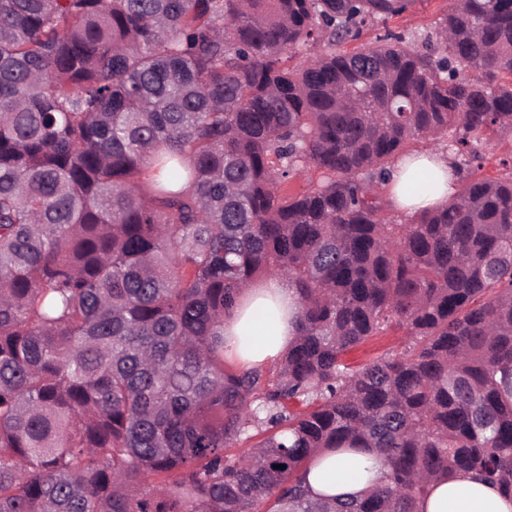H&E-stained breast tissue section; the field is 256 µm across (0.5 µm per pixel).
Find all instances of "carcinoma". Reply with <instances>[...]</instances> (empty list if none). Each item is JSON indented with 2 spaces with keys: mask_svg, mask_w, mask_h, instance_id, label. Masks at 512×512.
Listing matches in <instances>:
<instances>
[{
  "mask_svg": "<svg viewBox=\"0 0 512 512\" xmlns=\"http://www.w3.org/2000/svg\"><path fill=\"white\" fill-rule=\"evenodd\" d=\"M417 2L0 0V512H416L471 471L512 495V172L482 153L512 137V0H454L422 50L387 29ZM420 138L459 188L398 223L377 188ZM260 276L299 336L231 370ZM339 448L387 483L310 498ZM483 153L486 156L484 171L491 175H500L505 168L500 164L503 159H508L510 168V139L505 138L501 141L490 142L483 147ZM405 334L404 329L393 327L378 336L371 337L363 345L346 354L344 360L358 368L388 349L400 351L406 344L407 336Z\"/></svg>",
  "mask_w": 512,
  "mask_h": 512,
  "instance_id": "carcinoma-1",
  "label": "carcinoma"
}]
</instances>
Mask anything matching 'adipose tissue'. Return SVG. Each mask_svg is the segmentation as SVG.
Instances as JSON below:
<instances>
[{
    "mask_svg": "<svg viewBox=\"0 0 512 512\" xmlns=\"http://www.w3.org/2000/svg\"><path fill=\"white\" fill-rule=\"evenodd\" d=\"M430 173L433 187L422 193L409 186L419 173ZM452 158L423 150L400 158L390 169L387 188L393 206L406 214L445 206L454 193L448 185ZM295 286L271 278L245 288L234 313L224 320V355L250 367L276 361L298 334ZM388 470L375 453L361 448L316 456L307 475L314 498L358 497L384 483ZM418 512H512V499L468 473L432 480Z\"/></svg>",
    "mask_w": 512,
    "mask_h": 512,
    "instance_id": "adipose-tissue-1",
    "label": "adipose tissue"
}]
</instances>
